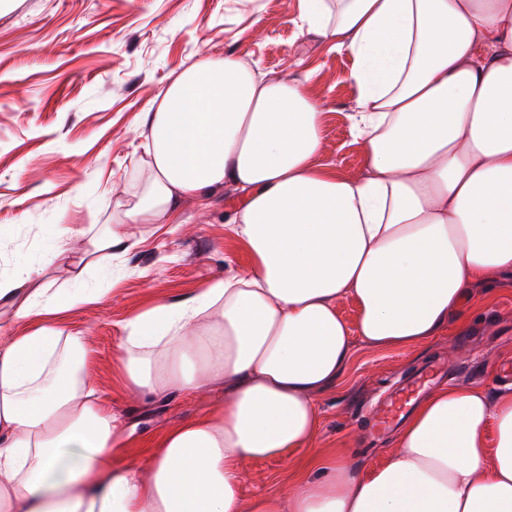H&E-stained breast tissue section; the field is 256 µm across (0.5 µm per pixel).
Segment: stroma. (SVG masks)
Here are the masks:
<instances>
[{"label":"stroma","mask_w":512,"mask_h":512,"mask_svg":"<svg viewBox=\"0 0 512 512\" xmlns=\"http://www.w3.org/2000/svg\"><path fill=\"white\" fill-rule=\"evenodd\" d=\"M299 0H5L0 5V273L54 258L61 224L99 231L145 175L151 103L184 67L232 53L257 76L300 83L323 114L321 164L363 178L362 148L350 134L358 92L352 58L334 42L293 23ZM241 193L224 187L179 205L177 231L139 225L141 242L120 264L90 275L105 288L102 303L77 308L63 329L91 340L99 390L135 428L130 458L176 422L204 413L218 390L190 396L171 391L149 401L121 388L115 349L132 316L157 302L193 297L200 288L248 265L244 244L226 224ZM455 336H437L410 350L354 341L343 375L318 397L319 447L373 467L392 452L397 427L379 432L383 402L409 377L441 385H512V288L472 316ZM244 498L287 484L288 461L247 463Z\"/></svg>","instance_id":"stroma-1"}]
</instances>
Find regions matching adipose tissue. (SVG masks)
Segmentation results:
<instances>
[{
  "mask_svg": "<svg viewBox=\"0 0 512 512\" xmlns=\"http://www.w3.org/2000/svg\"><path fill=\"white\" fill-rule=\"evenodd\" d=\"M295 24L352 56L367 177L317 164L323 114L301 84L230 53L179 72L146 114L140 190L66 283L0 274V512H512V387L436 388L368 470L318 448L315 400L353 340L410 349L490 275L512 288V0H301ZM230 183L248 268L134 315L118 345L123 388L224 396L125 462L134 430L84 333L55 322L103 301L80 283L137 246L131 226L174 224L182 199ZM296 455L300 480L244 500V462Z\"/></svg>",
  "mask_w": 512,
  "mask_h": 512,
  "instance_id": "adipose-tissue-1",
  "label": "adipose tissue"
}]
</instances>
